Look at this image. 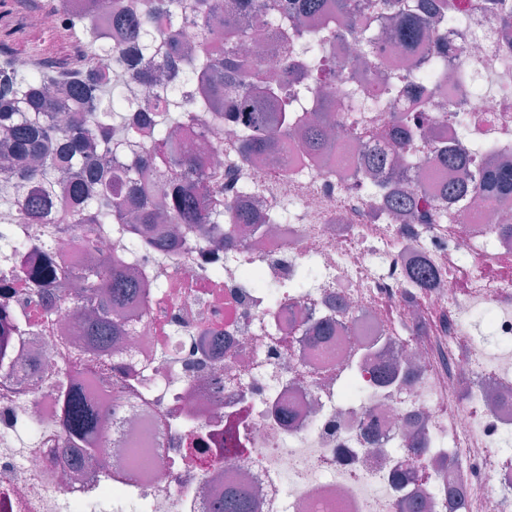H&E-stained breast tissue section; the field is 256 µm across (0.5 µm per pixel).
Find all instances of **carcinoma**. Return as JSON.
Masks as SVG:
<instances>
[{
    "instance_id": "cac0c4a2",
    "label": "carcinoma",
    "mask_w": 512,
    "mask_h": 512,
    "mask_svg": "<svg viewBox=\"0 0 512 512\" xmlns=\"http://www.w3.org/2000/svg\"><path fill=\"white\" fill-rule=\"evenodd\" d=\"M268 9L290 24L280 27L285 52L300 45L305 31L319 27L322 38L306 46L298 59L284 56L283 76L264 81L257 56L241 52L249 39L244 23L258 16V0H226L222 28L212 24L214 0H145L143 12L124 13L119 0H110L107 15L98 17L86 6L59 0L54 13L66 18L65 27L80 34L93 51L84 67L65 79L38 69L24 70L0 62V211L16 210L23 224H48L52 235L79 230L87 249L93 237L107 230L125 236L127 225L151 226L167 222L188 229L224 223L225 196L233 183L209 182L199 175L197 157L170 138L171 130L193 126L202 116L238 128L239 152L260 162L270 143L285 138L292 128L308 125L309 148L327 152L331 141L325 128L336 119V79L346 75L360 82L361 99L368 102L380 91L373 81L377 58L370 48L369 20L384 11L392 34L402 47L426 39L439 40L438 29L451 19L462 20L471 9L467 0H266ZM497 23L512 30V9L504 0H482ZM191 14L197 33L180 41L173 20ZM339 25L355 40L365 41L358 65H336L328 49L326 31ZM224 40V55L213 44ZM105 55L112 66L102 69L96 58ZM132 84L152 93L156 105L149 125L155 145L147 156L112 167L102 146L143 132L131 115L135 100L127 94ZM234 95L230 114H224V96ZM346 121L368 142L389 139L404 147L425 137V126L409 108L394 111L388 133L364 125L362 115L349 112ZM438 162L457 177L444 187V199L464 201L477 194L507 198L512 193V166L489 165L479 181L469 178L472 153L462 147H435ZM360 175L378 190L377 199L396 214L426 216L429 209L401 190H390L394 169L380 148H371L361 160ZM68 194L59 207L60 193ZM264 201L256 198L235 215L237 224H255ZM35 285H63L59 296L46 300L53 313L74 311L82 343L70 351L65 369L46 367L43 374L60 398L56 448L62 459L87 463L96 458L108 436L101 429L106 417L91 404L78 375L90 371L105 378L111 373L108 357L122 336L126 312L148 307L150 292L138 272L121 255L90 260L77 267L63 266L50 252L26 271ZM408 275L422 288L438 279L431 267L417 263ZM250 502L239 490H229L213 512H249Z\"/></svg>"
}]
</instances>
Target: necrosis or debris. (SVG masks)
<instances>
[{"mask_svg":"<svg viewBox=\"0 0 512 512\" xmlns=\"http://www.w3.org/2000/svg\"><path fill=\"white\" fill-rule=\"evenodd\" d=\"M446 35L449 69L486 89L437 82L433 44L405 57L383 33L376 52L408 93L440 83L422 115L436 141L512 146V56L500 54L493 18L474 9ZM458 112L472 115L469 127ZM335 135V154L318 161L296 137L260 178L238 164L270 218L232 244L184 233L173 250L130 252L157 292L112 359L129 387L86 385L112 411L97 464H58L57 395L0 370V512H210L233 485L247 489L251 512H413L420 500L424 512H512V285L486 272L512 255V202L474 197L427 222L387 209L369 217L360 144L347 124ZM181 137L202 149L201 176L219 180L234 128L201 123ZM431 143L414 147L398 178L433 200L444 175ZM286 199L300 215L282 223ZM20 231L27 249L0 257V306L25 323L12 355L63 367L80 341L75 320L32 299L24 272L46 251H87L76 234L49 247L43 225ZM420 260L437 285L408 276ZM307 266L308 287L266 293ZM478 310L491 315V339L468 326Z\"/></svg>","mask_w":512,"mask_h":512,"instance_id":"1","label":"necrosis or debris"}]
</instances>
